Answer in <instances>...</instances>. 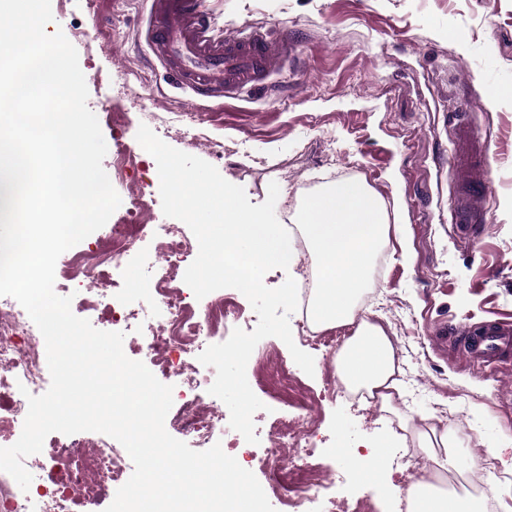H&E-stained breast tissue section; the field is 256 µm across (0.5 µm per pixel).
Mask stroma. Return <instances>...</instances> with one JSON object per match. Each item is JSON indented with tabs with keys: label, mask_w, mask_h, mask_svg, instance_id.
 Wrapping results in <instances>:
<instances>
[{
	"label": "stroma",
	"mask_w": 512,
	"mask_h": 512,
	"mask_svg": "<svg viewBox=\"0 0 512 512\" xmlns=\"http://www.w3.org/2000/svg\"><path fill=\"white\" fill-rule=\"evenodd\" d=\"M225 30L263 25L287 30L296 62L273 77L263 98L199 101L170 88L140 38L144 0H51L48 34L63 33L78 52L107 154L135 142L144 113L168 145L214 165L263 203L280 188L276 216L302 225L307 198L353 171L384 206L387 235L369 271L363 319L382 324L398 355V413L323 393L336 375L325 351H314V375L299 373L285 343L269 336L311 395L322 398L318 452L336 476L333 495L371 500L377 512H402L418 457L394 460L416 446L421 417L448 429L463 463L512 444V359L471 363L441 329L512 317V0H208ZM474 104L472 122L489 144L492 196L484 235L458 240L448 199L452 155L448 114L459 99ZM159 192L157 164L137 156L111 223L131 209L135 185ZM158 254L143 238L121 278L104 272L99 286L138 300ZM384 444L386 464L363 478L340 446Z\"/></svg>",
	"instance_id": "35a3bbf8"
}]
</instances>
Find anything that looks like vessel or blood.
<instances>
[{"label":"vessel or blood","mask_w":512,"mask_h":512,"mask_svg":"<svg viewBox=\"0 0 512 512\" xmlns=\"http://www.w3.org/2000/svg\"><path fill=\"white\" fill-rule=\"evenodd\" d=\"M144 39L173 83L203 101L236 99L264 88L293 56L287 36L263 26L226 33L203 0H149ZM454 139L452 176L456 191L451 215L455 234L477 240L491 193L490 154L472 128L469 113L448 115ZM466 355L482 366L512 354V321L489 320L457 326Z\"/></svg>","instance_id":"vessel-or-blood-1"}]
</instances>
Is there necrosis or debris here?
<instances>
[{"label": "necrosis or debris", "mask_w": 512, "mask_h": 512, "mask_svg": "<svg viewBox=\"0 0 512 512\" xmlns=\"http://www.w3.org/2000/svg\"><path fill=\"white\" fill-rule=\"evenodd\" d=\"M146 236L156 242L160 264L139 303L116 292H101L91 298L90 306L105 309L113 326L133 333L156 378L173 380L168 427L189 437L195 447L208 449L225 434L226 417L220 399L209 392L212 369L198 356L207 346L223 342L225 333L250 329L251 321L228 296L216 295L201 308L191 303L180 281L195 254L193 242L170 224H115L107 233L110 248L70 260L67 274L92 284L104 267L120 272L134 244ZM144 303L156 308V323L139 322ZM44 348V338L26 310L0 298V447L14 444L28 411L27 394H39L46 384L40 361ZM254 378L259 392L280 399L284 407L297 406L308 414L318 407L272 350L255 357ZM315 438L312 428L284 417L271 426L266 448L251 456L253 464L270 475L272 492L286 512H307L308 505L325 499L330 479L311 462ZM23 464L38 480L24 491L0 472V512H104L110 489L127 480L130 457L107 435L79 432L55 440L52 447L24 458Z\"/></svg>", "instance_id": "4bbe7bcc"}]
</instances>
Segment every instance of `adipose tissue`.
<instances>
[{"label": "adipose tissue", "instance_id": "ef3b65f1", "mask_svg": "<svg viewBox=\"0 0 512 512\" xmlns=\"http://www.w3.org/2000/svg\"><path fill=\"white\" fill-rule=\"evenodd\" d=\"M304 232L316 258L317 288L308 311L313 328L353 327L336 355V371L349 389L394 409L400 395L395 348L381 325L357 318L368 267L387 233L383 205L362 183L331 184L309 200ZM422 420L418 448L431 461L433 475L410 486L412 512H486L484 498L440 491L436 478L463 466L448 448L447 428L429 414Z\"/></svg>", "mask_w": 512, "mask_h": 512}]
</instances>
